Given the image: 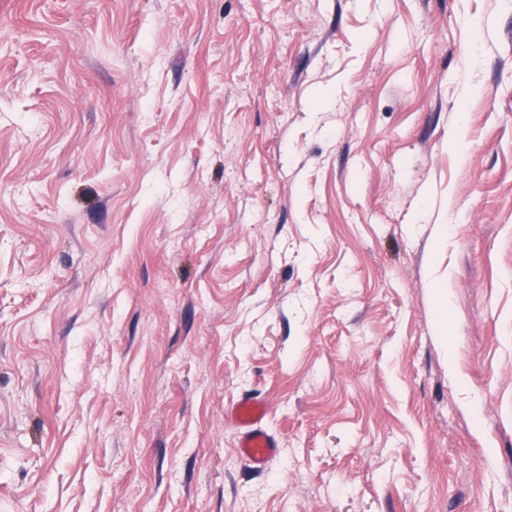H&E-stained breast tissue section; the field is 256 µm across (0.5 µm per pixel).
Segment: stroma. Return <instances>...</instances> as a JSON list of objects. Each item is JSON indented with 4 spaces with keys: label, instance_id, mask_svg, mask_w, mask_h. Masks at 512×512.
<instances>
[{
    "label": "stroma",
    "instance_id": "35a3bbf8",
    "mask_svg": "<svg viewBox=\"0 0 512 512\" xmlns=\"http://www.w3.org/2000/svg\"><path fill=\"white\" fill-rule=\"evenodd\" d=\"M0 512H512V0H0ZM227 421L237 430V448L252 468L263 471L278 452V443L267 430V408L261 399L245 394L225 412Z\"/></svg>",
    "mask_w": 512,
    "mask_h": 512
}]
</instances>
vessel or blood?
I'll list each match as a JSON object with an SVG mask.
<instances>
[{
	"mask_svg": "<svg viewBox=\"0 0 512 512\" xmlns=\"http://www.w3.org/2000/svg\"><path fill=\"white\" fill-rule=\"evenodd\" d=\"M225 415L238 433L237 446L241 456L253 469L265 470L278 452V443L266 428L264 401L249 394L242 395L227 408Z\"/></svg>",
	"mask_w": 512,
	"mask_h": 512,
	"instance_id": "1",
	"label": "vessel or blood"
}]
</instances>
